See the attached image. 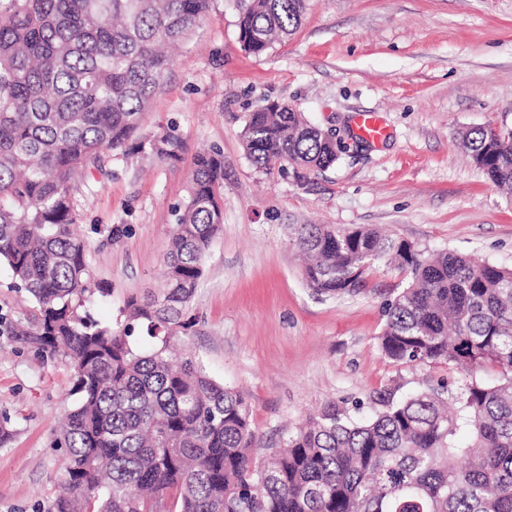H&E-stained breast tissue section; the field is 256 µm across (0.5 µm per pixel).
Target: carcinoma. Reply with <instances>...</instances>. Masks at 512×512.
<instances>
[{
	"instance_id": "1",
	"label": "carcinoma",
	"mask_w": 512,
	"mask_h": 512,
	"mask_svg": "<svg viewBox=\"0 0 512 512\" xmlns=\"http://www.w3.org/2000/svg\"><path fill=\"white\" fill-rule=\"evenodd\" d=\"M212 0H0V261L34 302L22 335L68 359L70 406L52 447L63 493L47 512H512V268L413 245L371 228L300 224L316 294L365 288L391 256L409 281L384 303L379 340L397 364L464 375L405 397L383 387L373 415L328 405L265 458L246 396L215 381L199 358L176 357L196 325L190 302L203 259L224 224L220 150L193 162L177 206L165 288L132 296L125 319L82 314L96 293L73 232L71 181L106 150L139 139L171 60ZM306 0H241L239 42L261 55L298 28ZM242 144L256 169L305 172L345 146L289 105L249 113ZM475 165L512 191V127L461 136ZM177 163L170 128L148 141ZM143 329L150 345L134 342ZM465 429L469 438L458 439Z\"/></svg>"
}]
</instances>
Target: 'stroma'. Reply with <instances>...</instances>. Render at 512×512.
<instances>
[{
    "instance_id": "1",
    "label": "stroma",
    "mask_w": 512,
    "mask_h": 512,
    "mask_svg": "<svg viewBox=\"0 0 512 512\" xmlns=\"http://www.w3.org/2000/svg\"><path fill=\"white\" fill-rule=\"evenodd\" d=\"M239 9L238 0H214L174 50L145 115L142 138L174 126L183 160L107 151L72 197L103 288L87 309L110 325L128 297L162 291L193 156L221 150L223 230L204 259L186 347L213 379L247 394L261 456L325 404L350 408L386 386L403 396L448 374L394 364L378 347L383 304L401 273L380 261L366 290L318 296L300 274L294 225L369 226L426 255L512 267V195L459 140L471 127L512 126V0H308L296 33L260 56L239 43ZM273 100L343 131L347 152L303 178L257 171L240 133L248 113ZM362 112L383 119V141L357 136ZM116 224L127 229L117 243ZM32 311L1 262L0 418L14 435L0 448V512H44L58 473L51 443L70 404L69 361L17 333Z\"/></svg>"
}]
</instances>
